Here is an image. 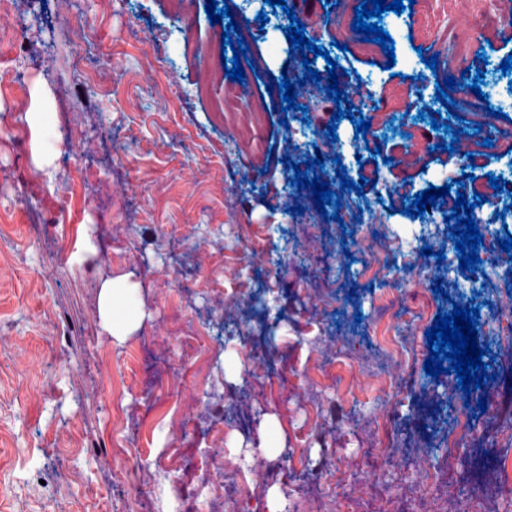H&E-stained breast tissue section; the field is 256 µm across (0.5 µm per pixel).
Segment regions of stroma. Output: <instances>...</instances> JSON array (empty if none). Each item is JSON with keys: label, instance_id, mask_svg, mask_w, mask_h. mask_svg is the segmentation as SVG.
Here are the masks:
<instances>
[{"label": "stroma", "instance_id": "35a3bbf8", "mask_svg": "<svg viewBox=\"0 0 512 512\" xmlns=\"http://www.w3.org/2000/svg\"><path fill=\"white\" fill-rule=\"evenodd\" d=\"M246 27L242 83L223 72L222 33L211 23L207 0H194L183 23L172 0H22L0 6V34L23 25L27 41L0 43V113L16 123L0 127V512H42L48 499L70 512H177V487L191 479L201 497L213 496L207 452L234 459L232 479L245 494L228 512H348L361 501L396 504L424 493L431 473L444 469V452L459 413L470 418L469 457L451 473L455 484L476 486L482 471L475 442L512 425V376L500 374L491 350L498 327L512 318V262L459 268V251L445 204L409 215L416 194L429 187L452 191L488 187L503 179L492 203L474 208L482 236L512 233V27L501 24L490 0H415L407 13L384 12L378 24L393 53L362 41L352 29L362 0H218ZM293 15H286V7ZM300 20L305 36L335 61L340 100L327 81L312 84L302 111H282L283 79L305 70L291 51L286 29ZM436 57V68L425 64ZM483 68L481 95L439 102L436 88L463 67ZM118 77L114 89L90 94L92 71ZM242 92L240 107L262 103L266 112L246 143L240 126L217 120L226 87ZM361 112L370 127L356 137L338 108ZM334 137H327L328 125ZM499 133L495 149L486 135ZM428 149L405 159L409 134ZM454 152H446L447 144ZM322 166H314L315 157ZM310 163L340 195L319 210L312 189L294 186V165ZM364 180L363 190L341 191L339 172ZM109 197L99 195L101 183ZM313 221L298 223L292 207ZM236 224H253L264 249L235 240ZM391 255L386 273L362 275L363 232ZM433 253L422 256L423 247ZM235 268L239 277L227 276ZM123 277L138 288L142 326L119 344L101 321L102 283ZM442 291L434 308L452 313L474 303L477 344L485 348L490 386L486 409L477 397L453 389L429 411L439 378L426 375V332L435 319L415 323L412 292ZM401 293L397 331L413 347L415 384L382 392L310 388L309 359L318 352H351L379 369L387 356L375 326L377 298ZM253 304L256 313L239 335L224 333V304ZM168 340L165 352L154 343ZM110 363H96L100 349ZM208 359L205 382L180 392L152 389L153 373L174 368L192 374L196 356ZM287 374L298 388L278 387ZM126 380L124 414L113 409V376ZM388 413L395 425L387 465L368 466L370 420ZM183 433L169 430L171 420ZM281 445L263 452L267 420ZM430 442L427 460L404 453ZM346 468L341 478L320 473L326 453ZM114 456L109 468L95 458ZM290 469V484L264 477L261 466ZM151 478L148 496L133 500L131 486Z\"/></svg>", "mask_w": 512, "mask_h": 512}]
</instances>
